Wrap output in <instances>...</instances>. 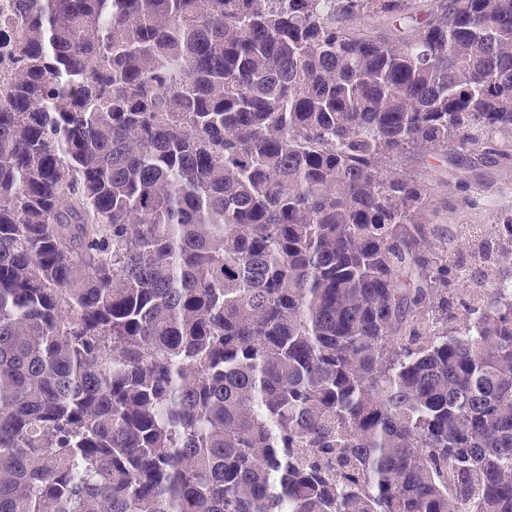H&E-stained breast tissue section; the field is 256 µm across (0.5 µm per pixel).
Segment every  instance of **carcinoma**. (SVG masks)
Segmentation results:
<instances>
[{
    "label": "carcinoma",
    "instance_id": "1",
    "mask_svg": "<svg viewBox=\"0 0 512 512\" xmlns=\"http://www.w3.org/2000/svg\"><path fill=\"white\" fill-rule=\"evenodd\" d=\"M452 144L512 0H10L0 512H512V206L392 166Z\"/></svg>",
    "mask_w": 512,
    "mask_h": 512
}]
</instances>
